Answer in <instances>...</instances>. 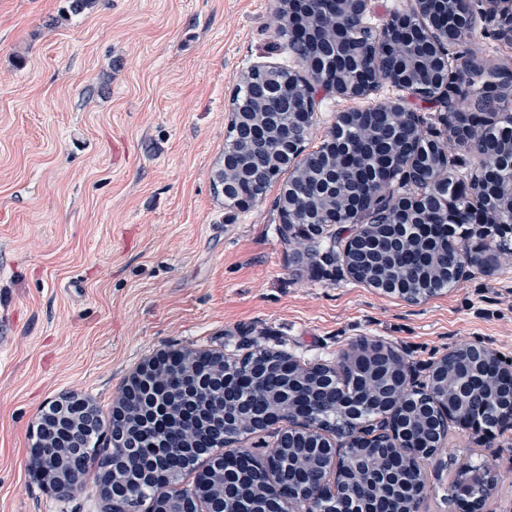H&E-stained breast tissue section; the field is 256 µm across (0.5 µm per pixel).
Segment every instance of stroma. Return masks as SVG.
Listing matches in <instances>:
<instances>
[{"label": "stroma", "mask_w": 512, "mask_h": 512, "mask_svg": "<svg viewBox=\"0 0 512 512\" xmlns=\"http://www.w3.org/2000/svg\"><path fill=\"white\" fill-rule=\"evenodd\" d=\"M0 0V512H103L96 470L66 496L33 480L42 411L71 393L110 418L136 367L165 347L338 360L363 339L398 348L417 378L455 345L512 357V253L409 301L308 259L285 240L280 174L245 208L213 185L238 85L257 65L296 66L279 0ZM403 96L428 121L436 97L383 84L370 99L317 93L305 152L338 113ZM425 462L421 512H458L448 485L489 461L485 512H512V430L450 425Z\"/></svg>", "instance_id": "1"}]
</instances>
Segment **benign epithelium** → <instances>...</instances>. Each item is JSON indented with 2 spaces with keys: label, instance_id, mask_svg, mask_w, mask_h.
I'll return each mask as SVG.
<instances>
[{
  "label": "benign epithelium",
  "instance_id": "obj_1",
  "mask_svg": "<svg viewBox=\"0 0 512 512\" xmlns=\"http://www.w3.org/2000/svg\"><path fill=\"white\" fill-rule=\"evenodd\" d=\"M323 1L282 0L281 18L292 34L310 39L323 38L336 43V55L344 54L337 37L343 22L332 19L331 30L317 33L313 12ZM345 14L366 19L369 0H342ZM482 8L473 11L469 0H412L410 6L391 14L376 34V57L387 54L401 56L405 45L413 41L420 49L421 67L401 66L394 71L373 65L359 69L361 77L342 81L336 70L316 77L322 69L320 56L308 59L302 70H286L288 84L282 85L291 110V120L282 128L280 137L288 150L271 158L262 174L270 177L293 162V151L300 145L313 122L311 99L322 88L339 97L360 98L370 95L381 83L389 82L408 93L419 91V81L427 76L429 91L441 98L453 94L463 122L452 134L461 140L470 133L471 98L463 84L448 85L451 65L448 46L476 25L490 31L501 42L512 44V0H481ZM270 66H257L245 80L253 84L254 103L234 113L232 122L240 140L252 146L257 132L256 116L264 112L271 89ZM359 111L338 115L336 124L324 140L322 161L334 171L342 161L340 144L342 130L358 121ZM492 177L501 175L512 180V150L492 157L489 168ZM255 174L243 171L239 159L224 155V195L235 206L243 208L256 200L250 184ZM472 180L455 183L445 189L435 183L429 201L445 210L447 225L460 226L457 207L474 199ZM281 224L288 233L313 237L317 224L336 222L333 210L327 209L310 224L298 220V199L295 188L283 190L280 204ZM469 236H484V225L512 222V197L497 211L470 209ZM422 226L410 220V225L361 226L345 243L344 265L354 278H367L370 287L396 293L416 301L430 296L434 289L405 288L391 274L380 270L374 259L389 249L407 248L414 244ZM492 365L500 378L512 379V360L481 342H464L448 350L427 368L426 389H412V374L402 356L376 339H365L345 351L335 363H301L290 354L271 349L230 359L213 350H160L137 369L125 384L120 398L112 404V458L97 464L99 491L105 502V512H116V505L141 496L147 488H162L150 500L147 512H297L311 495L304 471L330 463L327 480L317 490L326 505L322 512H373L370 503L346 492L348 474L345 464L352 460L360 464L370 459L380 448L390 449L396 468L412 465L418 457L442 454L437 433L450 422L474 433L491 431L490 419L498 418L497 426L512 427V406L509 411H492L490 400L476 404L467 397L459 384V374L475 372ZM276 375L280 386L269 389L267 379ZM155 391L159 395L179 391L185 393L192 409H207L204 424H194L183 432L182 442L171 451L205 450L208 457L224 459V467L204 470L196 487L178 493L175 475L143 471L134 482L120 480L132 460L145 454L139 437L140 422L135 420L141 395ZM339 411L342 420L352 429L338 441L319 428L318 421L326 410ZM100 416L90 402L72 394L57 399L40 417L34 431L31 474L46 490L57 493L74 484V479L62 470L56 459V448L72 452L83 449L70 445L71 428L92 432L99 426ZM277 425L281 436L274 448L260 460L263 469L254 482L238 488L233 459L223 453L230 440L246 431H259ZM288 479L295 494L279 495L278 483ZM490 470L480 466L463 469L456 485V494L466 504L468 512H484L485 496L481 491L493 485Z\"/></svg>",
  "mask_w": 512,
  "mask_h": 512
}]
</instances>
